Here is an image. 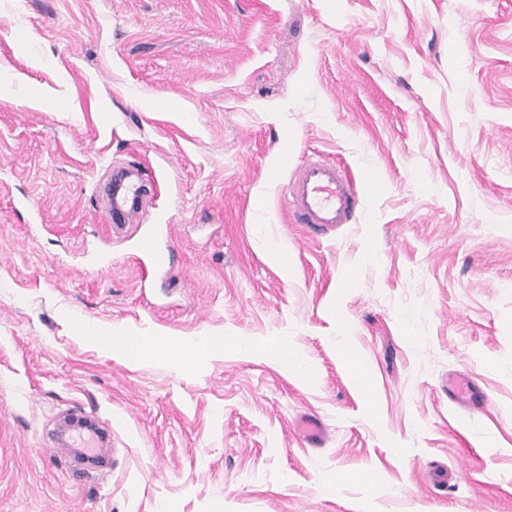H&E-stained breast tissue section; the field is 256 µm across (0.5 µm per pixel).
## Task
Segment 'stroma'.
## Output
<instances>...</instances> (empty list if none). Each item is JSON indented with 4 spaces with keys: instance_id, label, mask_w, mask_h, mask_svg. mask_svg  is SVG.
Returning a JSON list of instances; mask_svg holds the SVG:
<instances>
[{
    "instance_id": "obj_1",
    "label": "stroma",
    "mask_w": 512,
    "mask_h": 512,
    "mask_svg": "<svg viewBox=\"0 0 512 512\" xmlns=\"http://www.w3.org/2000/svg\"><path fill=\"white\" fill-rule=\"evenodd\" d=\"M312 156L361 201L318 236L282 196ZM87 415L109 467L57 439ZM0 512H512V0H0ZM142 191V186L138 184H130L124 185L122 188V196H124L127 200L138 199ZM126 201H122L119 199L116 201L113 199L112 202V210L110 213V218L114 222L124 220L125 217H128L132 212H135V209H130L126 207ZM77 333L87 342L111 352L128 362L149 359L168 360L182 372L195 371L203 360L223 354L227 348H236L241 353L254 354L258 348L250 345L245 350L228 336H160L140 338L134 341L126 331L119 328H99L88 322L76 326ZM451 399L463 405H467L471 416L479 410L483 397L470 380H462L455 385L448 387ZM299 435L310 446H318L324 437L322 420L315 415L304 416L299 423Z\"/></svg>"
}]
</instances>
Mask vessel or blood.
<instances>
[{"label":"vessel or blood","instance_id":"b4317fda","mask_svg":"<svg viewBox=\"0 0 512 512\" xmlns=\"http://www.w3.org/2000/svg\"><path fill=\"white\" fill-rule=\"evenodd\" d=\"M283 197L292 223L306 231H329L352 223L359 212L355 182L340 167L323 160L304 162L296 177L284 186ZM448 392L453 401L473 412L478 411L483 401L468 380L449 386ZM299 435L308 445H320L324 437L322 420L314 415L304 416L299 423Z\"/></svg>","mask_w":512,"mask_h":512}]
</instances>
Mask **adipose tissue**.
<instances>
[{
	"label": "adipose tissue",
	"instance_id": "adipose-tissue-1",
	"mask_svg": "<svg viewBox=\"0 0 512 512\" xmlns=\"http://www.w3.org/2000/svg\"><path fill=\"white\" fill-rule=\"evenodd\" d=\"M76 330L87 342L126 361L167 360L183 372L196 370L202 361L223 353L233 345L227 336L185 338L163 334L135 340L122 329H104L87 322L79 323Z\"/></svg>",
	"mask_w": 512,
	"mask_h": 512
}]
</instances>
